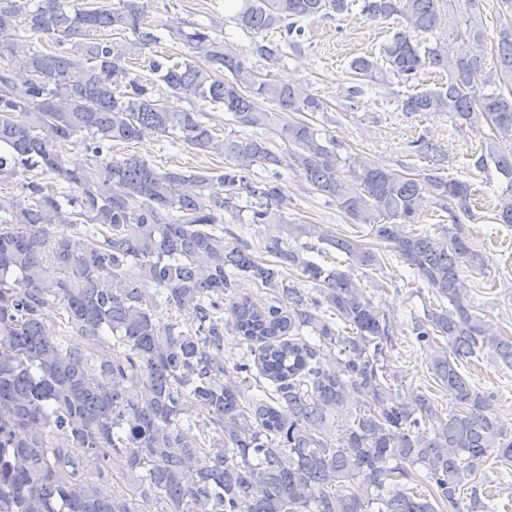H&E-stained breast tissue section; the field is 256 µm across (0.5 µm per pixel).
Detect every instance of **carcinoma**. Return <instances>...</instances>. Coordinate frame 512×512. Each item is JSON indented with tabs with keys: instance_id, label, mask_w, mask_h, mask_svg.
Instances as JSON below:
<instances>
[{
	"instance_id": "cac0c4a2",
	"label": "carcinoma",
	"mask_w": 512,
	"mask_h": 512,
	"mask_svg": "<svg viewBox=\"0 0 512 512\" xmlns=\"http://www.w3.org/2000/svg\"><path fill=\"white\" fill-rule=\"evenodd\" d=\"M150 2L0 0V512H150L155 505L160 512H498L477 485L488 460L512 464V430L493 416L494 393L470 382L462 366L486 352L512 368V336L472 311L462 287L465 269L482 263L460 224V215H472L471 184L439 175L447 152L424 137L412 142L429 163L420 178L363 160L342 170L336 139L307 120L280 123L268 108L315 113L322 102L301 86L258 78L203 25L189 32L167 25L197 60L151 57L149 74L133 72L126 59L161 41L148 21ZM240 2L234 20L251 34L283 28L290 35L299 19L350 6ZM480 2L361 0L365 18L397 16L402 25L383 44L382 61L359 57L351 69L378 84L407 85L434 68L448 82L406 95L402 109L445 112L460 126L494 114L496 130L473 166L492 164L503 177L493 219L512 225V22L500 25L496 64L485 70L474 51L489 39ZM455 15L456 51L419 39ZM20 30L70 48L4 65ZM114 35L126 45L114 44ZM190 97L238 125L273 129L284 152L248 138L218 139L202 113L170 104ZM147 134H177L191 149L222 152L230 166L159 172L135 155L112 156L114 144ZM74 138L91 154L85 166L63 152ZM254 165L301 170L435 296L438 304L425 307L412 332L450 399L448 412L423 391L393 386L385 363L391 318L350 274L381 269L376 252L327 238L314 224H284L268 237L273 262L224 240L222 212L237 209L238 191L252 198L253 224L285 203L278 183L249 178ZM101 181L112 184L104 198ZM428 195L448 214L434 236L407 230ZM328 247L345 254L348 269L308 258ZM144 281L156 293H145ZM245 281L268 289L270 301L242 292ZM323 304L352 335L319 315ZM163 305L189 313L197 327L183 331L164 320ZM47 308L61 315L55 327L43 322ZM228 331L250 343L268 380L249 398L239 381L249 363L224 360ZM351 392L360 406L334 443L329 421ZM193 417L194 438L181 426ZM422 425L433 436L416 435ZM113 456L123 458L126 487L113 479ZM353 483L363 493L351 492ZM412 484L429 496L410 492Z\"/></svg>"
}]
</instances>
